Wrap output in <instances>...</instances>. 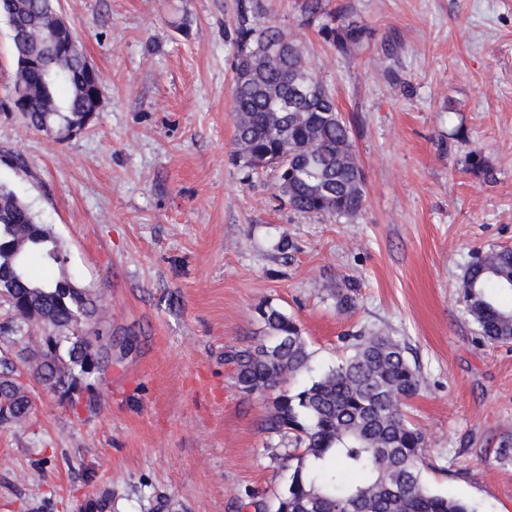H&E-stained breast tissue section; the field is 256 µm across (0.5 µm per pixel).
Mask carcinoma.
<instances>
[{
  "label": "carcinoma",
  "mask_w": 512,
  "mask_h": 512,
  "mask_svg": "<svg viewBox=\"0 0 512 512\" xmlns=\"http://www.w3.org/2000/svg\"><path fill=\"white\" fill-rule=\"evenodd\" d=\"M49 0H0V15L17 27L12 36L16 73L11 92L28 125L49 133L69 128L85 115L92 84L88 58L76 48L59 53L45 43L54 17ZM261 0H240L233 62L237 113L235 163L251 173L272 168L277 189L295 211L352 219L366 197L365 172L351 129L333 95L309 67L300 43L271 21L260 20ZM309 21H320L322 39L342 51L361 46L370 31L351 14L326 11L323 0H303ZM42 55L47 66L25 65ZM39 258L45 268H62L66 256L52 229L38 222L29 205L0 184V301L14 322L0 338L19 346L0 356V424L25 422L30 391L20 381L24 366L48 390L71 404L93 376L112 363V337L104 336L99 296L63 273L51 287L30 276ZM464 308L482 339H512V307L490 288L512 291V249L475 255L461 281ZM358 285L336 292V305L354 308ZM265 336L255 346L228 353L238 388L271 399L269 429L288 437L295 462L288 486L275 495L274 512H476L450 493L424 482L425 439L403 413L405 402L424 384L407 347L383 329L351 335V352L311 377L296 391L282 381L310 370L311 353L297 321L268 305L259 309ZM44 335L32 336L30 321Z\"/></svg>",
  "instance_id": "obj_1"
}]
</instances>
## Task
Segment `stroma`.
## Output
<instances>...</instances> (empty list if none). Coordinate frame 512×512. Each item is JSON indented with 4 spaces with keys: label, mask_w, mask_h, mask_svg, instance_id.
<instances>
[{
    "label": "stroma",
    "mask_w": 512,
    "mask_h": 512,
    "mask_svg": "<svg viewBox=\"0 0 512 512\" xmlns=\"http://www.w3.org/2000/svg\"><path fill=\"white\" fill-rule=\"evenodd\" d=\"M349 120L367 194L350 221L292 210L274 171L232 159L238 0H57L100 75L101 106L60 138L0 110V183L103 295L112 366L98 410L28 379L33 412L0 428V512H255L288 480L267 400L224 354L293 315L316 370L382 328L426 377L404 411L428 486L512 512V341L489 345L459 298L475 250L512 248V0H327L372 33L326 43L302 0H262ZM190 35L177 31L179 18ZM479 151L492 179L464 169ZM292 245L281 253V239ZM360 284L354 310L337 289Z\"/></svg>",
    "instance_id": "stroma-1"
}]
</instances>
